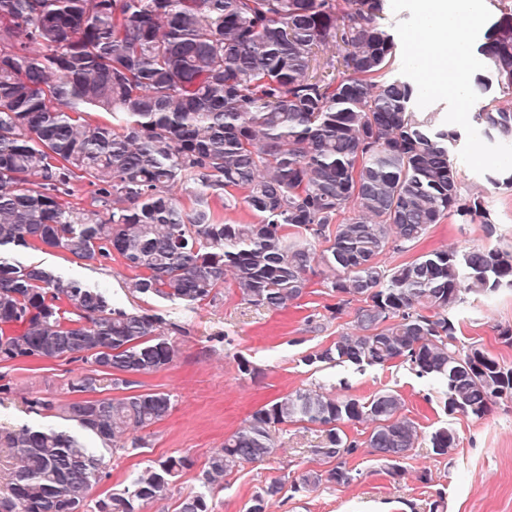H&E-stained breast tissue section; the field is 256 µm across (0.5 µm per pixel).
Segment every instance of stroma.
I'll list each match as a JSON object with an SVG mask.
<instances>
[{
  "mask_svg": "<svg viewBox=\"0 0 512 512\" xmlns=\"http://www.w3.org/2000/svg\"><path fill=\"white\" fill-rule=\"evenodd\" d=\"M462 199H480L488 223L451 216L432 225L421 250L471 246L512 251V188L496 187L455 160ZM13 263L41 265L90 287H103L127 309L159 314L182 326L172 335L177 354L167 368L133 377L130 392L160 391L172 395L174 408L163 422L145 431L147 447L103 449L107 475L92 491L82 512H96L106 493H124L143 468L169 457L192 462L171 482L166 495L138 504V512H178L182 499L204 495L210 512H247L255 495L271 480L283 483L269 512H512V397L498 399L482 418L446 413L439 386L418 377L407 365L355 370L334 364L308 365L304 356L332 343L352 324V309L337 310L326 294L325 274L315 270L307 294L285 309H257L225 285L215 300L187 307L152 295H131L124 282L131 272L112 258L87 264L65 250L12 248L4 253ZM458 345H477L512 366V344L500 336L512 328V291L496 297H467L453 312ZM250 373H242L240 363ZM91 366L68 358L0 361V428L24 424L63 426L59 411L72 394L70 386ZM323 385L362 400L393 391L405 413L425 438L402 462L394 476L389 465L369 448H358L348 459L356 478L347 485L325 483L309 489L299 482L309 470L331 469L318 455L324 435L317 426L290 424L275 432L276 453L264 463H245L225 476L221 489L205 490L201 472L211 452L235 432L251 413L271 400L296 390ZM37 395L52 399L56 411L35 415L25 401ZM451 429L456 447L435 455L428 434ZM427 480H420V473Z\"/></svg>",
  "mask_w": 512,
  "mask_h": 512,
  "instance_id": "1",
  "label": "stroma"
}]
</instances>
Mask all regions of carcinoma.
I'll list each match as a JSON object with an SVG mask.
<instances>
[{"label":"carcinoma","mask_w":512,"mask_h":512,"mask_svg":"<svg viewBox=\"0 0 512 512\" xmlns=\"http://www.w3.org/2000/svg\"><path fill=\"white\" fill-rule=\"evenodd\" d=\"M497 2L472 87L482 97L495 85L501 96L484 100L472 124L485 142L512 145V0ZM388 9L389 0H0V249L63 248L89 263L116 254L134 271L129 293L188 306L214 300L229 279L248 304L286 308L323 266L336 312L359 306L353 329L305 362L401 361L439 382L449 413L485 416L512 396V367L457 348L448 313L468 294L512 290V251L379 262L452 215L489 223L481 201L460 196L450 159L460 133L413 110L415 84L387 78ZM330 44L337 51L323 53ZM76 182L94 187L102 209L68 200ZM239 203L253 222L224 218ZM171 331L182 327L128 311L103 288L0 257V361L96 366L61 408L90 440L29 424L0 431V512H81L106 474L97 449L145 447L138 432L170 416V394H81L168 367ZM402 410L392 391L361 401L320 385L297 390L225 439L203 484L216 489L241 464L269 460L272 431L295 423L322 428L317 453L335 461L303 473L304 486L355 479L351 424L366 425L367 447L398 475L422 438ZM429 442L446 456L456 437L443 428ZM189 465L170 457L146 467L132 489L98 499L97 512H135ZM281 490L269 482L248 512H266ZM178 512L209 507L188 496Z\"/></svg>","instance_id":"cac0c4a2"}]
</instances>
